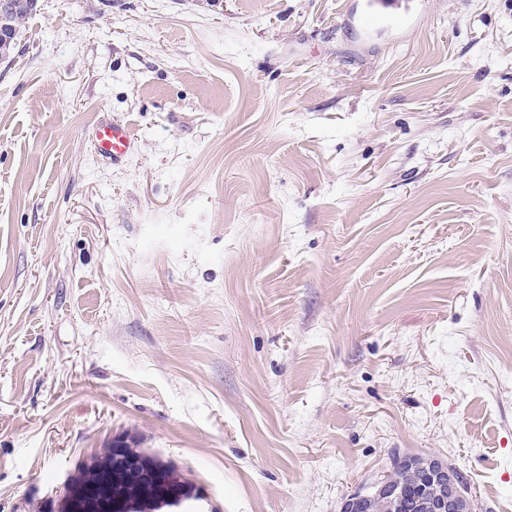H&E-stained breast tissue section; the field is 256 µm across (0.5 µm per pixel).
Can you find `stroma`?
I'll list each match as a JSON object with an SVG mask.
<instances>
[{
  "label": "stroma",
  "instance_id": "1",
  "mask_svg": "<svg viewBox=\"0 0 512 512\" xmlns=\"http://www.w3.org/2000/svg\"><path fill=\"white\" fill-rule=\"evenodd\" d=\"M387 14L38 0L0 58V512L124 432L206 512H339L405 455L512 512V0ZM90 136L98 158L113 167L123 166L140 152V142L126 122L101 120L92 127Z\"/></svg>",
  "mask_w": 512,
  "mask_h": 512
}]
</instances>
